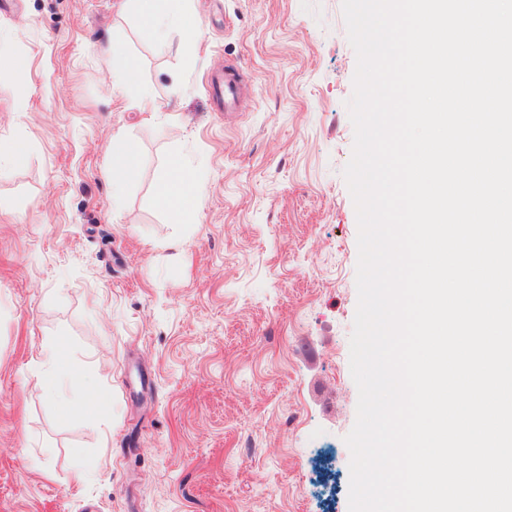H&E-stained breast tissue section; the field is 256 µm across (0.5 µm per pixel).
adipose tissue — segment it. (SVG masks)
<instances>
[{"label":"adipose tissue","mask_w":512,"mask_h":512,"mask_svg":"<svg viewBox=\"0 0 512 512\" xmlns=\"http://www.w3.org/2000/svg\"><path fill=\"white\" fill-rule=\"evenodd\" d=\"M139 19L148 37L158 49L169 47V35L176 32L185 46L194 45L201 32L194 20L190 0H133ZM199 170L185 168L179 161H171L155 191V203L166 211L177 224H186L196 217L198 211ZM44 373L38 377L37 385L52 398L62 417L74 414L107 415L110 403L106 392L91 382L82 383L79 397L66 392L69 382L77 380L64 350L50 346L43 350Z\"/></svg>","instance_id":"obj_1"}]
</instances>
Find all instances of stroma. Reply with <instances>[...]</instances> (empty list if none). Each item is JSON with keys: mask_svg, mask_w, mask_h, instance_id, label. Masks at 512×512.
Instances as JSON below:
<instances>
[{"mask_svg": "<svg viewBox=\"0 0 512 512\" xmlns=\"http://www.w3.org/2000/svg\"><path fill=\"white\" fill-rule=\"evenodd\" d=\"M192 6L199 44L165 53L121 0L0 11V137L30 150L0 164V512H348L356 55L341 0ZM115 44L138 86H117ZM229 66L244 90L216 112L207 80ZM118 133L140 165L117 206ZM175 158L203 174L187 226L153 202ZM56 343L109 415L59 420L35 386Z\"/></svg>", "mask_w": 512, "mask_h": 512, "instance_id": "stroma-1", "label": "stroma"}]
</instances>
